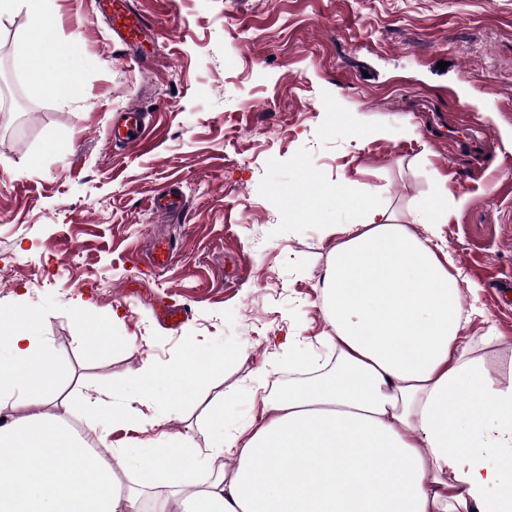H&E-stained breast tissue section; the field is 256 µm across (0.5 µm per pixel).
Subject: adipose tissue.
Here are the masks:
<instances>
[{"mask_svg":"<svg viewBox=\"0 0 512 512\" xmlns=\"http://www.w3.org/2000/svg\"><path fill=\"white\" fill-rule=\"evenodd\" d=\"M50 2L0 0V23L25 10L30 75L59 97L79 62L56 47ZM353 213L334 227L322 279L331 365L267 398L269 421L227 440L178 433L118 448L96 423H157L223 374V352L192 351L162 373L143 364L85 396L79 430L50 410L59 370L44 323L1 318L0 512H512V383L470 356L452 258L385 223L371 197ZM171 466L181 479L166 491Z\"/></svg>","mask_w":512,"mask_h":512,"instance_id":"obj_1","label":"adipose tissue"}]
</instances>
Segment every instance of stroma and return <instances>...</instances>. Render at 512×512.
<instances>
[{
	"label": "stroma",
	"instance_id": "35a3bbf8",
	"mask_svg": "<svg viewBox=\"0 0 512 512\" xmlns=\"http://www.w3.org/2000/svg\"><path fill=\"white\" fill-rule=\"evenodd\" d=\"M135 2L156 28L144 68L92 0H57V40L80 59L81 91L63 97L28 75L26 13L0 25V313L22 306L45 324L62 374L55 411L81 422L90 390L191 345L224 348V377L147 436L204 442L219 394L225 436L260 424L289 378L285 340L325 353L330 226L367 194L450 253L471 355L512 381V304L496 297L512 277V0ZM416 96L449 126L465 114L483 128L485 156L427 132ZM132 105L151 114L144 151L112 145V119ZM401 124L415 137L391 135ZM339 180L349 202L325 192ZM174 182L181 212H150ZM436 195L447 223L414 224L412 202ZM155 237L177 247L159 271ZM164 302L188 306L179 326L159 320ZM89 304L123 346L88 350Z\"/></svg>",
	"mask_w": 512,
	"mask_h": 512
}]
</instances>
